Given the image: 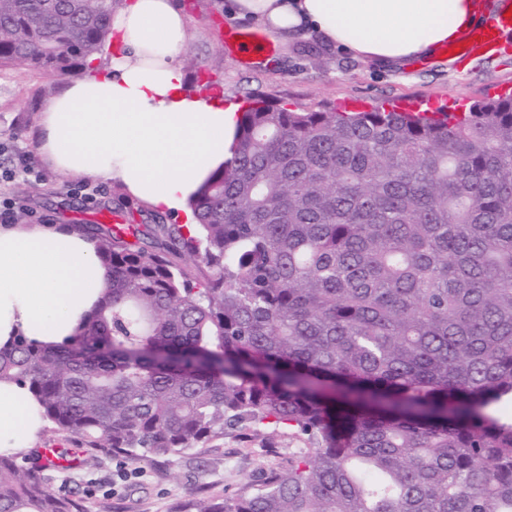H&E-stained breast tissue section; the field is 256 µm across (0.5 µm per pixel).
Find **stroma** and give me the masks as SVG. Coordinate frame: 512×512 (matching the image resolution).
<instances>
[{
  "label": "stroma",
  "mask_w": 512,
  "mask_h": 512,
  "mask_svg": "<svg viewBox=\"0 0 512 512\" xmlns=\"http://www.w3.org/2000/svg\"><path fill=\"white\" fill-rule=\"evenodd\" d=\"M187 17L189 39L179 61L187 91L197 95L222 94L225 101L243 104L246 96L260 95L271 103L298 111H320L329 106L357 103H414L422 108L448 107L460 113L473 103L512 91V56L490 58L478 48L467 51L463 65L416 62L402 73L391 72L321 48L306 39L293 44L273 41L270 61L250 63L248 56L226 50L222 21L231 0H179ZM80 73L55 76L30 64L0 70V171L27 159L31 171L6 182L0 197L12 198L17 210L28 213L32 224H94L100 213L122 208L142 222L139 201L129 198L122 185L94 174L68 175L58 171L39 151L38 129L48 89L80 80ZM64 444L81 458L82 466L65 472L45 471L53 492L80 501L82 512H170L189 497H229L245 483L272 470L287 469L306 443L288 429L235 430L207 452L187 450L164 462L132 464L119 456L87 461L86 449L72 439L44 428L34 448L43 453ZM126 478H119L120 469Z\"/></svg>",
  "instance_id": "1"
}]
</instances>
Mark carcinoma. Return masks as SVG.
<instances>
[{"label":"carcinoma","instance_id":"obj_1","mask_svg":"<svg viewBox=\"0 0 512 512\" xmlns=\"http://www.w3.org/2000/svg\"><path fill=\"white\" fill-rule=\"evenodd\" d=\"M118 0H0V69H98ZM197 227L75 224L111 278L0 350L53 428L134 464L286 426L311 448L174 512H512V95L469 111L254 99ZM0 454V512H79Z\"/></svg>","mask_w":512,"mask_h":512}]
</instances>
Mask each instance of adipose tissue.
I'll return each mask as SVG.
<instances>
[{"label": "adipose tissue", "mask_w": 512, "mask_h": 512, "mask_svg": "<svg viewBox=\"0 0 512 512\" xmlns=\"http://www.w3.org/2000/svg\"><path fill=\"white\" fill-rule=\"evenodd\" d=\"M234 14L273 38L314 32L326 45L406 69L462 42L486 14L476 0H234ZM187 26L175 0H130L112 18L111 72L60 89L47 104L41 154L64 173L92 171L185 224L202 183L230 158L240 114L222 96L188 94L178 57ZM110 277L94 240L57 224L0 225V348L72 336ZM46 425L28 386L0 382V454L32 449Z\"/></svg>", "instance_id": "ef3b65f1"}]
</instances>
